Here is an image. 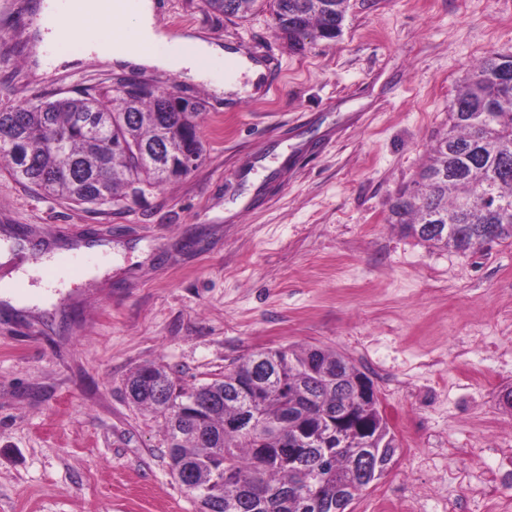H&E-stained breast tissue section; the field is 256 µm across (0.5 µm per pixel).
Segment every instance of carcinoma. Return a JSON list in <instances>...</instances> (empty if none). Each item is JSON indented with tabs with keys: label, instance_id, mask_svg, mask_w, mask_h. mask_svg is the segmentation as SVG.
Here are the masks:
<instances>
[{
	"label": "carcinoma",
	"instance_id": "carcinoma-1",
	"mask_svg": "<svg viewBox=\"0 0 512 512\" xmlns=\"http://www.w3.org/2000/svg\"><path fill=\"white\" fill-rule=\"evenodd\" d=\"M265 1L297 43L342 34L348 0L205 4L246 19ZM202 111L198 100L173 103L143 81L120 78L106 91L86 87L75 96L0 108V159L15 181L61 203L117 206L174 180L154 158L158 147L174 158L191 155L179 176L197 168ZM448 122L432 162L392 198L389 221L431 246L465 254L484 246L488 228L495 242L512 238V55L489 51L478 60L451 101ZM359 375L334 350L287 347L254 352L189 389L176 388L163 366H143L131 374L125 396L164 416L169 470L199 512H314L303 501L311 462H288V441L305 432L319 434L331 451L319 512H334L336 489L351 500L377 478L358 479L319 415L347 407L372 419L374 447H397L378 402H349L336 387V377ZM254 410L262 424L253 434L232 426Z\"/></svg>",
	"mask_w": 512,
	"mask_h": 512
}]
</instances>
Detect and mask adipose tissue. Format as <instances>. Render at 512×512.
<instances>
[{
    "label": "adipose tissue",
    "mask_w": 512,
    "mask_h": 512,
    "mask_svg": "<svg viewBox=\"0 0 512 512\" xmlns=\"http://www.w3.org/2000/svg\"><path fill=\"white\" fill-rule=\"evenodd\" d=\"M43 14H58L57 29L44 33V42L56 43L57 64L92 57L118 65L176 70L194 80L215 81L217 89L239 91V83L218 81L214 64L224 55L221 45L186 33L170 37L157 27L153 0H138L128 10L125 0H70L59 11L56 0H44Z\"/></svg>",
    "instance_id": "obj_1"
}]
</instances>
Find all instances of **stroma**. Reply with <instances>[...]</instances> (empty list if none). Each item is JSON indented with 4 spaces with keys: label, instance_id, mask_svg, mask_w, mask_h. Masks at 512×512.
Here are the masks:
<instances>
[{
    "label": "stroma",
    "instance_id": "obj_1",
    "mask_svg": "<svg viewBox=\"0 0 512 512\" xmlns=\"http://www.w3.org/2000/svg\"><path fill=\"white\" fill-rule=\"evenodd\" d=\"M41 0H0V107L123 77L201 101L204 160L121 210L67 205L0 170V241L82 248L88 274L44 270L0 300V512H197L170 474L159 414L124 381L164 366L180 388L262 349L315 344L373 380L399 449L351 512H512L472 490L512 452V239L466 255L388 224L448 106L486 52L512 54V0H349L341 37L297 47L269 8L240 21L154 0L193 31L271 54L280 80L240 99L179 73L77 62L39 73Z\"/></svg>",
    "mask_w": 512,
    "mask_h": 512
}]
</instances>
